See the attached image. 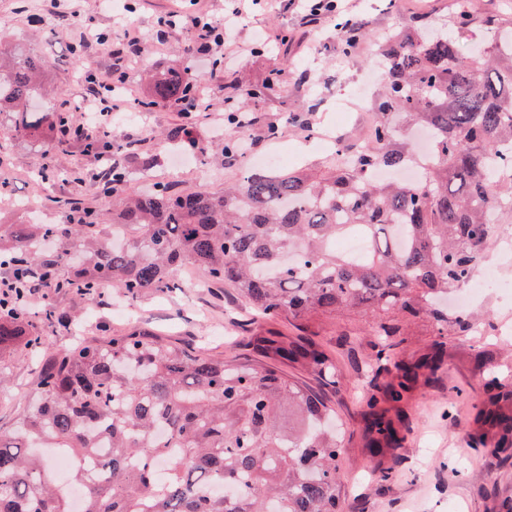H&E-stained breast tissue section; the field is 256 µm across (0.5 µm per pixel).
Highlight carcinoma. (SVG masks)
I'll list each match as a JSON object with an SVG mask.
<instances>
[{
    "label": "carcinoma",
    "instance_id": "obj_1",
    "mask_svg": "<svg viewBox=\"0 0 512 512\" xmlns=\"http://www.w3.org/2000/svg\"><path fill=\"white\" fill-rule=\"evenodd\" d=\"M471 10L452 29L424 24L395 30L386 47L382 90L369 140L375 147L340 143L336 165L319 176L246 170L220 195L167 187L121 197L128 171L106 169L97 195L112 198V224L137 225L140 238L114 245L99 236L105 209L55 197L63 224H17L0 231V270L9 281L0 312V352L37 346L26 302L37 279L56 295L92 299L107 287L136 301L181 292V271L225 285L261 318L308 323L346 313L375 318L380 369L391 376L382 396L366 398L370 453L399 448L409 424L400 404L423 368L443 360L448 329L465 330L473 316L435 306L482 265L488 213L512 222L502 188L512 191V27L482 20L491 34L483 56L465 54L457 34L474 24ZM366 30L336 17V49L353 55ZM46 62L0 37V115L10 132L35 133L65 121L63 112L36 111L46 99ZM189 79H157L153 96L183 102ZM430 135L427 157L416 159L398 121ZM418 165L415 183L378 181V170ZM361 229L366 258L336 252V237ZM70 240L47 251V240ZM426 316L437 331L423 365L395 357L393 336ZM307 359L329 379L336 367L313 347L271 346ZM38 397L9 432H0V512H72L54 478L49 455L67 453L71 480L86 486L79 512H339L336 458L341 445L326 425L323 398L273 369L228 365L224 356L186 352L136 329L55 353L37 382ZM494 397L485 411L498 439L482 441L493 457L512 444V412ZM295 416L284 432L283 406ZM166 466L159 479L155 471Z\"/></svg>",
    "mask_w": 512,
    "mask_h": 512
}]
</instances>
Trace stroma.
Here are the masks:
<instances>
[{"mask_svg":"<svg viewBox=\"0 0 512 512\" xmlns=\"http://www.w3.org/2000/svg\"><path fill=\"white\" fill-rule=\"evenodd\" d=\"M387 0H350L352 16L364 18L367 36L358 45L355 59L344 62L336 49L333 23L312 30L292 7L259 11L234 27L224 25L225 0H204L209 22L224 27V39L250 51L229 63L220 48L206 55L196 52L193 38L183 26L169 28L163 51L145 49L130 68L133 97L150 96L153 75L168 71L193 74L203 69L211 82L207 102L223 107L235 90L263 86L272 71L283 73L275 91L247 106L253 122L247 131L249 155L260 159L276 144L267 140L271 126L282 127L278 144L288 150L289 168L314 173L327 169L330 153L310 147L312 132L301 128L302 120L315 119L321 133L340 135L352 142L363 138L371 115L349 107V92L365 74L382 69V45L393 30L425 20L433 28L448 26L457 0H405L402 13L394 14ZM129 16L146 41H153L159 19L171 12H192L194 0H135ZM78 16L79 26L57 32L30 23L31 15ZM105 32L112 42L121 39L112 10L98 0H37L23 6L21 0H0V31L11 41L24 44L48 63L49 84L60 97L46 103V110L74 107L73 119L82 122L76 107L86 92L88 74L103 77L115 67L114 56L96 41L85 39V31ZM180 104L159 102L139 112L137 121H112V141L132 139L125 152L113 161L126 165L131 177L125 194L147 192L152 182L170 184L177 191L200 190L218 195L240 179L242 162L217 164L206 155L192 165L175 170L169 165L171 148L158 136L179 124ZM10 115L0 116V170L8 174V195L0 203V224H26L29 212L15 208L18 198H30L46 209L49 223L61 216L47 210L46 196L89 202L95 198L93 180L101 169L97 151L85 147L55 146L49 132L17 138L9 133ZM58 310L84 324L85 337L107 336L128 327L171 341L191 351L200 349L224 354L238 363L271 366L310 391L321 395L336 413L342 447L338 458L341 512H495L496 504L512 498V457L494 459L476 446L471 436L475 415L487 399L488 376L512 379V338L502 337L512 328V299L490 294L475 306L483 315L469 334L448 338V356L438 377L419 380L408 405L413 433L399 449L400 465L393 481L376 475L380 465L364 446L360 392L363 367L375 356L370 322L355 314L333 320L318 319L303 325L284 319L258 318L239 304L232 289L221 286L191 287L160 298L147 295L132 302L107 288L95 299L76 296L53 298ZM266 336L291 343H313L336 364L337 380L329 382L302 360H284L257 351L255 340ZM49 351V350H48ZM48 351L22 347L0 355V431L12 428L16 419L34 401L38 374L48 360ZM430 449L427 468L417 470L421 449Z\"/></svg>","mask_w":512,"mask_h":512,"instance_id":"obj_1","label":"stroma"}]
</instances>
